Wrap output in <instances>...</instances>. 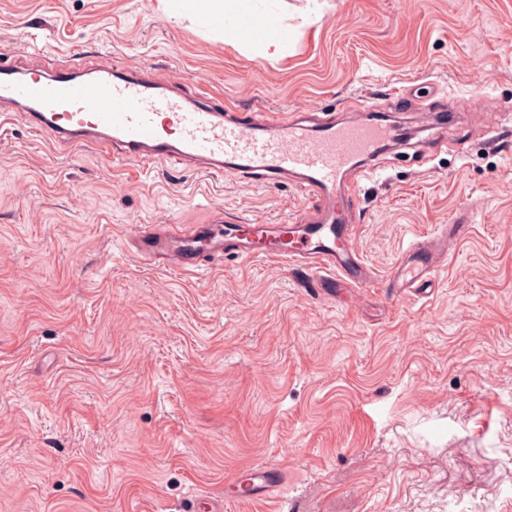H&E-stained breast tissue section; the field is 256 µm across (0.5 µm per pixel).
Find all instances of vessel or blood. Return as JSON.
Returning <instances> with one entry per match:
<instances>
[{
  "instance_id": "b4317fda",
  "label": "vessel or blood",
  "mask_w": 512,
  "mask_h": 512,
  "mask_svg": "<svg viewBox=\"0 0 512 512\" xmlns=\"http://www.w3.org/2000/svg\"><path fill=\"white\" fill-rule=\"evenodd\" d=\"M0 112L22 113L54 150L91 146L112 160L145 169L176 159L205 174L231 176L265 187L293 182L314 198L311 217L279 224H232L222 210L187 233L157 225L139 228L131 246L147 264L201 271L207 260L275 258L320 291L340 285L367 288L375 275L354 245L338 192L372 180V159L396 130L381 121L337 120L335 114L300 111L280 116L255 109L229 110L222 100L187 95L176 82L146 65H20L0 61ZM471 231L467 216L439 225L404 248L387 287L417 295L445 263L448 250ZM256 497L278 491L281 470L252 469L243 480Z\"/></svg>"
}]
</instances>
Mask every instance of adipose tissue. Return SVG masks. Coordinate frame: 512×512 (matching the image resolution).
<instances>
[{
  "mask_svg": "<svg viewBox=\"0 0 512 512\" xmlns=\"http://www.w3.org/2000/svg\"><path fill=\"white\" fill-rule=\"evenodd\" d=\"M174 12L194 14L202 23L223 28L224 34L256 46L265 57L285 55L288 47L268 36L263 21H256L252 30H242L238 22L252 17V0H169Z\"/></svg>",
  "mask_w": 512,
  "mask_h": 512,
  "instance_id": "adipose-tissue-1",
  "label": "adipose tissue"
}]
</instances>
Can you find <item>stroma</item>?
Here are the masks:
<instances>
[{
	"mask_svg": "<svg viewBox=\"0 0 512 512\" xmlns=\"http://www.w3.org/2000/svg\"><path fill=\"white\" fill-rule=\"evenodd\" d=\"M287 56L172 18L163 0H0V51L95 50L185 93L357 119L402 142L365 183L356 246L385 279L415 237L467 212L421 295L340 288L228 258L143 264L142 224L252 223L312 206L175 160L121 169L0 125V512H512V0H255ZM412 96L398 110L394 89ZM453 112L444 151L420 125ZM275 467L276 495L225 498Z\"/></svg>",
	"mask_w": 512,
	"mask_h": 512,
	"instance_id": "1",
	"label": "stroma"
}]
</instances>
